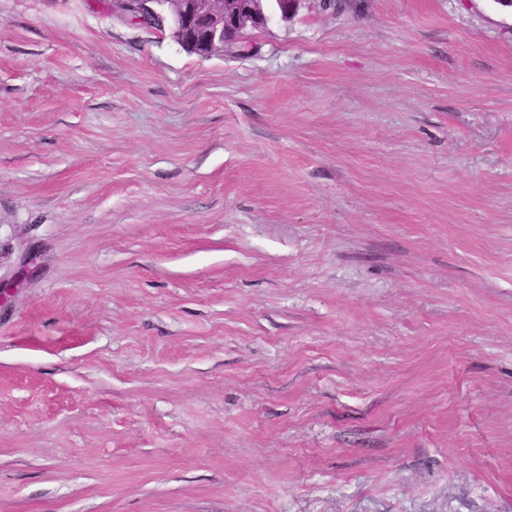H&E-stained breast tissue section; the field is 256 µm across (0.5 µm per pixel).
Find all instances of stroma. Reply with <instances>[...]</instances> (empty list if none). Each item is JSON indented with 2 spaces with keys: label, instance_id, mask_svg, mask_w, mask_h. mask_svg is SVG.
Masks as SVG:
<instances>
[{
  "label": "stroma",
  "instance_id": "stroma-1",
  "mask_svg": "<svg viewBox=\"0 0 512 512\" xmlns=\"http://www.w3.org/2000/svg\"><path fill=\"white\" fill-rule=\"evenodd\" d=\"M248 40L0 0V512H512V10Z\"/></svg>",
  "mask_w": 512,
  "mask_h": 512
}]
</instances>
